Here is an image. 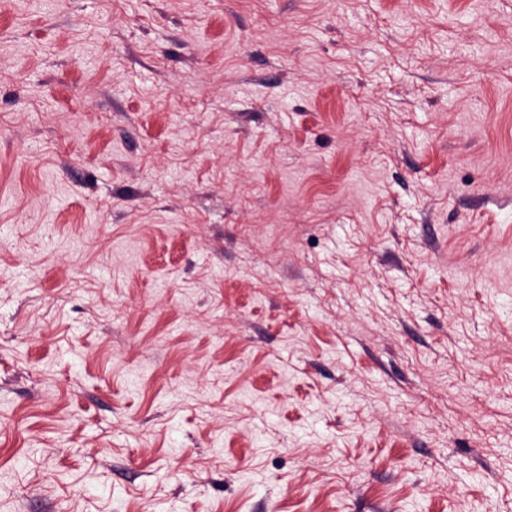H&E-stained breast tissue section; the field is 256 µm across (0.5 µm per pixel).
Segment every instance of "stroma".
<instances>
[{
    "mask_svg": "<svg viewBox=\"0 0 512 512\" xmlns=\"http://www.w3.org/2000/svg\"><path fill=\"white\" fill-rule=\"evenodd\" d=\"M0 512H512V0H0Z\"/></svg>",
    "mask_w": 512,
    "mask_h": 512,
    "instance_id": "obj_1",
    "label": "stroma"
}]
</instances>
